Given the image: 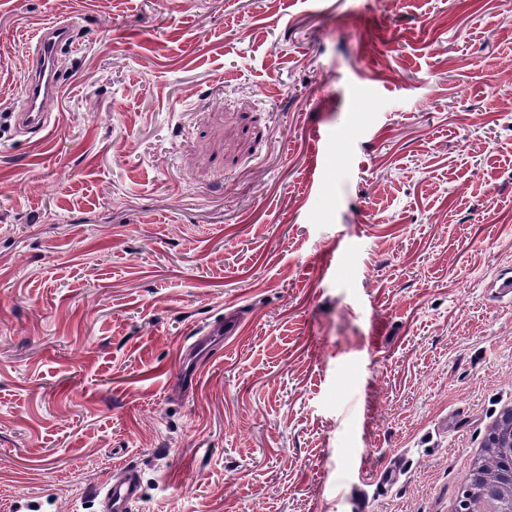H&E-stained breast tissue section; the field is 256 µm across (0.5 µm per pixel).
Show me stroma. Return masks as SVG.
Here are the masks:
<instances>
[{"instance_id":"stroma-1","label":"stroma","mask_w":512,"mask_h":512,"mask_svg":"<svg viewBox=\"0 0 512 512\" xmlns=\"http://www.w3.org/2000/svg\"><path fill=\"white\" fill-rule=\"evenodd\" d=\"M506 273L500 0H0V512H95L119 460L135 512H350L394 460L368 512H444L512 395ZM70 38L71 28L62 22L46 24L30 38L32 64L24 85L22 110L15 113L17 130L37 134L54 125L49 105L59 98L63 88L58 53ZM238 328L237 321L232 316H226L224 319V325L222 322L212 327L209 331L203 332L200 336H197L195 341L191 343L190 350L186 354L185 360L187 366L180 372V376L188 389H194L197 384L195 369H191L190 366L193 364L194 352L205 351L216 338H222V336H231ZM362 465L359 471V483L355 486L356 507L352 508L353 512L367 511V492L364 486H375L380 489H389L398 482V472L395 466L387 465L374 477L373 481H366L362 476ZM372 483V484H371Z\"/></svg>"}]
</instances>
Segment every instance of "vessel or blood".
Wrapping results in <instances>:
<instances>
[{"label":"vessel or blood","mask_w":512,"mask_h":512,"mask_svg":"<svg viewBox=\"0 0 512 512\" xmlns=\"http://www.w3.org/2000/svg\"><path fill=\"white\" fill-rule=\"evenodd\" d=\"M70 38L71 28L62 22L46 24L31 37L32 64L24 85L22 110L15 115L17 129L36 134L51 126L53 114L49 106L59 98L63 88L58 53L61 45ZM237 328L234 317H225L223 323L197 336L190 349L197 353L205 351L216 338L232 335ZM141 497L138 473L126 470L98 488L95 495L97 512H134Z\"/></svg>","instance_id":"1"}]
</instances>
